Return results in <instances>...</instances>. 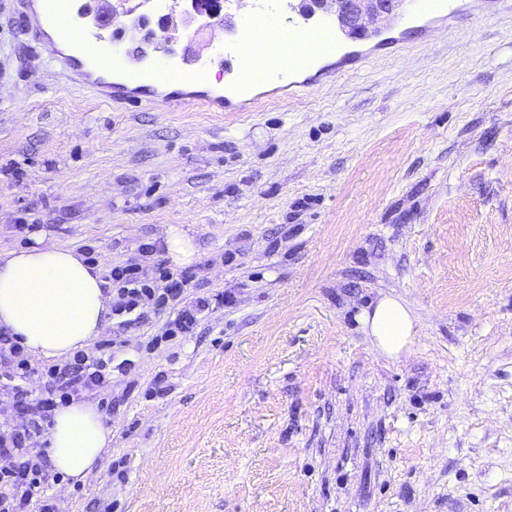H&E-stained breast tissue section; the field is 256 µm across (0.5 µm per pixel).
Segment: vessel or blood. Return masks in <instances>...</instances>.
<instances>
[{"label":"vessel or blood","instance_id":"obj_1","mask_svg":"<svg viewBox=\"0 0 512 512\" xmlns=\"http://www.w3.org/2000/svg\"><path fill=\"white\" fill-rule=\"evenodd\" d=\"M412 9L394 7L378 30L343 25L334 0L314 8L308 0H228L184 6L181 0H41L44 21L66 10L68 44L91 43L99 60L128 78L164 80L179 72L207 83L212 67L224 71V89L244 92L242 55L250 45L273 37L293 54L287 62L268 65L254 78L264 85L289 83L309 89L328 81L335 69L360 63L357 44L400 48L408 36H426L454 18L462 0H412ZM135 42L139 51L122 53ZM49 59L62 75L83 85L92 83L75 56L50 48Z\"/></svg>","mask_w":512,"mask_h":512}]
</instances>
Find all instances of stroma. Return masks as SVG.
I'll return each mask as SVG.
<instances>
[{"instance_id":"stroma-1","label":"stroma","mask_w":512,"mask_h":512,"mask_svg":"<svg viewBox=\"0 0 512 512\" xmlns=\"http://www.w3.org/2000/svg\"><path fill=\"white\" fill-rule=\"evenodd\" d=\"M145 94L72 85L0 0V253L105 275L174 227L209 303L169 341L178 308L108 320L112 445L55 512H512V6L242 112ZM364 330L383 355L397 358L408 349L415 334V317L409 304L395 295L377 300L361 317Z\"/></svg>"}]
</instances>
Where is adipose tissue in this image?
<instances>
[{"label":"adipose tissue","mask_w":512,"mask_h":512,"mask_svg":"<svg viewBox=\"0 0 512 512\" xmlns=\"http://www.w3.org/2000/svg\"><path fill=\"white\" fill-rule=\"evenodd\" d=\"M111 298L99 271L73 249L33 246L0 255V327L38 358L62 357L99 336ZM361 321L375 347L396 358L415 334L409 304L395 295L377 300ZM112 443V428L97 406L70 401L54 411L45 453L54 472L84 479Z\"/></svg>","instance_id":"ef3b65f1"}]
</instances>
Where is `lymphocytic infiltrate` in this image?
Masks as SVG:
<instances>
[{"label": "lymphocytic infiltrate", "instance_id": "lymphocytic-infiltrate-1", "mask_svg": "<svg viewBox=\"0 0 512 512\" xmlns=\"http://www.w3.org/2000/svg\"><path fill=\"white\" fill-rule=\"evenodd\" d=\"M152 243L142 244L139 258L113 266L109 278L118 300L112 308L123 324L142 319L148 309L179 305L183 300L185 276L175 275L164 263H141L144 255L156 252ZM108 357L77 351L64 364L35 366L25 357L23 348L5 329L0 328V388L12 393L25 423L0 426V458L7 467L0 469V512H24L41 490L57 482L43 448L37 440L51 425L57 403L67 402L82 391L95 390L103 384ZM39 378V393H32L24 383Z\"/></svg>", "mask_w": 512, "mask_h": 512}]
</instances>
